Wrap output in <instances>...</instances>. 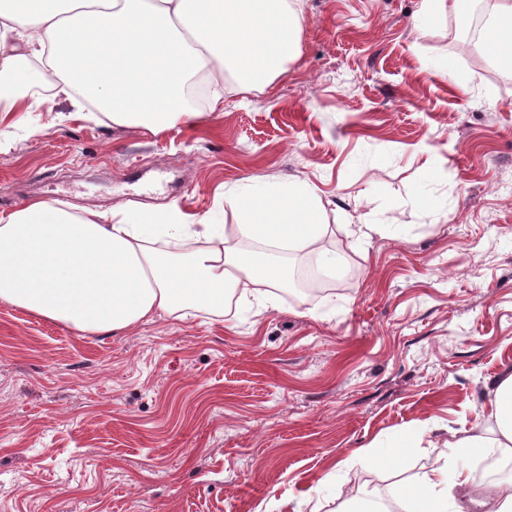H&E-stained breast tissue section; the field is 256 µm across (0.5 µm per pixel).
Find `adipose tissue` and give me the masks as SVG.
I'll return each instance as SVG.
<instances>
[{
  "mask_svg": "<svg viewBox=\"0 0 512 512\" xmlns=\"http://www.w3.org/2000/svg\"><path fill=\"white\" fill-rule=\"evenodd\" d=\"M300 0H0V112L31 108L16 87L31 74L54 97L92 100L113 124L160 131L194 125L224 107V86L270 85L298 52ZM512 71V0H498L482 44ZM206 74L207 109L187 102ZM233 225L203 224L178 206L73 211L33 200L0 216V302L82 334H119L166 317L224 313L232 297L273 307L286 265L242 242L315 254L328 276L340 260L321 244L330 231L314 186L278 179L224 196ZM494 423L453 431L450 454L489 448L512 456V373L490 392ZM404 512H512V479L482 484L471 471L435 464L404 495Z\"/></svg>",
  "mask_w": 512,
  "mask_h": 512,
  "instance_id": "1",
  "label": "adipose tissue"
}]
</instances>
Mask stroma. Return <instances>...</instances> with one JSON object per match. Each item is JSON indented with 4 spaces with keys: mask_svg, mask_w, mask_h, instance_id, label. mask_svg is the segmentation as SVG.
<instances>
[{
    "mask_svg": "<svg viewBox=\"0 0 512 512\" xmlns=\"http://www.w3.org/2000/svg\"><path fill=\"white\" fill-rule=\"evenodd\" d=\"M420 5L304 0L300 58L193 127L46 91L0 123V215L174 203L225 225V192L292 177L348 258L323 296L115 336L0 303V512H335L358 490L396 508L452 431L489 421L512 371V71L454 18L418 37ZM362 220L390 232L358 253ZM399 434L419 442L390 468L356 454Z\"/></svg>",
    "mask_w": 512,
    "mask_h": 512,
    "instance_id": "35a3bbf8",
    "label": "stroma"
}]
</instances>
